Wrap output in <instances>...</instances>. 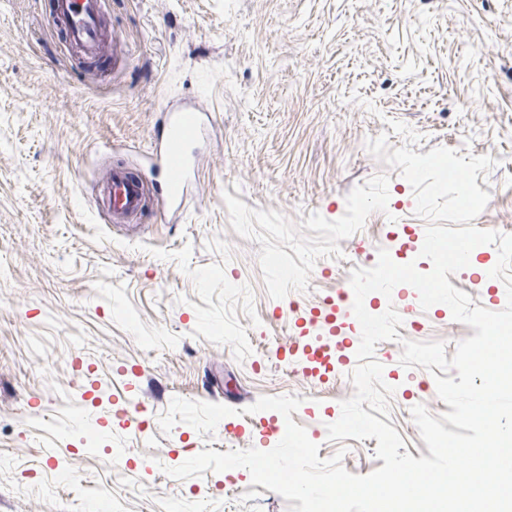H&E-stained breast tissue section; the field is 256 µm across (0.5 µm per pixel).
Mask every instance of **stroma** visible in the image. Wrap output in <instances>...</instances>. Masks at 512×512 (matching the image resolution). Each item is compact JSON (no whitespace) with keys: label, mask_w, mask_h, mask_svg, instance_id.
Instances as JSON below:
<instances>
[{"label":"stroma","mask_w":512,"mask_h":512,"mask_svg":"<svg viewBox=\"0 0 512 512\" xmlns=\"http://www.w3.org/2000/svg\"><path fill=\"white\" fill-rule=\"evenodd\" d=\"M52 4L0 0V512H288L247 469L167 471L204 450H270L290 420L319 458L343 446L348 472L382 467L376 439H327L355 392L356 318L329 380L281 351L326 340L299 316L379 251L432 269L406 247L427 228L410 183L366 149L384 133L403 145L389 121L419 134L416 153L496 159L473 224L512 234V0H112L118 72L59 44ZM193 100L210 137L184 211L153 180L140 218L106 222L101 175L143 173L161 109ZM478 278L448 280L503 310V281ZM391 302L400 339L374 357L418 459L411 409L448 406L430 372L401 364L400 341L443 342L450 358L475 330L447 305L422 309L416 289ZM264 395L301 404L245 414ZM176 397L235 413L211 434L162 433Z\"/></svg>","instance_id":"35a3bbf8"}]
</instances>
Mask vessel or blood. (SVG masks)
<instances>
[{
  "label": "vessel or blood",
  "instance_id": "b4317fda",
  "mask_svg": "<svg viewBox=\"0 0 512 512\" xmlns=\"http://www.w3.org/2000/svg\"><path fill=\"white\" fill-rule=\"evenodd\" d=\"M110 0H55L54 24L65 36L66 47L95 59L109 55L105 15ZM208 135L200 109L195 105L169 109L157 139L158 164L166 200L180 209L190 188V176L199 159V146ZM100 200L114 222L142 214L145 185L122 167L108 170L100 181Z\"/></svg>",
  "mask_w": 512,
  "mask_h": 512
}]
</instances>
